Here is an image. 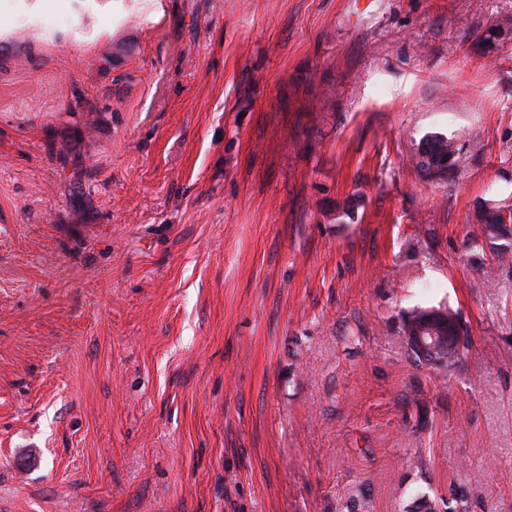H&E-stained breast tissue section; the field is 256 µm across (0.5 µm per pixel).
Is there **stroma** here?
<instances>
[{"label":"stroma","mask_w":512,"mask_h":512,"mask_svg":"<svg viewBox=\"0 0 512 512\" xmlns=\"http://www.w3.org/2000/svg\"><path fill=\"white\" fill-rule=\"evenodd\" d=\"M485 205L512 0H0V512H512ZM423 139L431 142L434 156L431 157L433 164H429L427 167L419 158H417L418 161L416 162V167L420 171L426 174H430V168L433 165L441 166V162L443 161L448 163V165L446 162L442 163L443 165L448 166V171L455 167L463 147L457 144V141L453 136H448L447 134L440 132H434L427 134ZM443 308H423L417 307L407 312L403 320V331L409 348L418 355L424 363L440 365L447 361L442 368H453L460 354L459 336H461L462 355L470 343V333L467 325L460 316L450 308L446 311L429 310ZM429 310V311H427ZM426 311V312H425ZM425 312V313H424ZM420 319L412 323L407 329L406 326L411 320L421 316ZM448 314L455 318L456 322L448 317ZM459 335V336H458ZM420 362V360L415 356Z\"/></svg>","instance_id":"obj_1"}]
</instances>
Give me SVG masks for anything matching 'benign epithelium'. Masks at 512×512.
<instances>
[{
  "label": "benign epithelium",
  "mask_w": 512,
  "mask_h": 512,
  "mask_svg": "<svg viewBox=\"0 0 512 512\" xmlns=\"http://www.w3.org/2000/svg\"><path fill=\"white\" fill-rule=\"evenodd\" d=\"M409 348L424 363L440 365L455 361L460 354L458 328L448 313L429 310L405 333Z\"/></svg>",
  "instance_id": "1"
}]
</instances>
